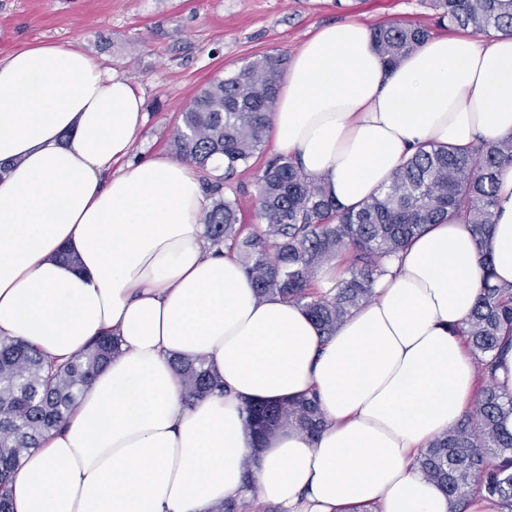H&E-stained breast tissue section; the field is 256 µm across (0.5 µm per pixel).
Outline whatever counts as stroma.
Listing matches in <instances>:
<instances>
[{"label": "stroma", "instance_id": "stroma-1", "mask_svg": "<svg viewBox=\"0 0 512 512\" xmlns=\"http://www.w3.org/2000/svg\"><path fill=\"white\" fill-rule=\"evenodd\" d=\"M358 19L370 27L440 23L432 0H0V59L53 43L83 49L142 92L146 122L134 153H171L180 110L210 80L235 74L268 53L292 58L322 26ZM272 143L225 187L241 223L257 229L253 173L275 157Z\"/></svg>", "mask_w": 512, "mask_h": 512}]
</instances>
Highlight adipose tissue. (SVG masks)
Returning <instances> with one entry per match:
<instances>
[{"label": "adipose tissue", "instance_id": "obj_1", "mask_svg": "<svg viewBox=\"0 0 512 512\" xmlns=\"http://www.w3.org/2000/svg\"><path fill=\"white\" fill-rule=\"evenodd\" d=\"M144 122L141 92L86 51L0 60V336L54 361L106 332L120 347L23 460L12 512H211L243 497L255 512H451L417 457L479 386L461 333L482 276L471 225H428L326 340L210 245L195 170L131 161ZM269 133L358 209L417 145L512 136V36L432 38L390 67L364 23L321 28L290 61ZM491 249L494 283L512 285V168ZM176 356L205 358L222 389L186 404ZM312 395L318 433L286 425L256 445L248 405Z\"/></svg>", "mask_w": 512, "mask_h": 512}]
</instances>
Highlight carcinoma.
<instances>
[{
  "instance_id": "1",
  "label": "carcinoma",
  "mask_w": 512,
  "mask_h": 512,
  "mask_svg": "<svg viewBox=\"0 0 512 512\" xmlns=\"http://www.w3.org/2000/svg\"><path fill=\"white\" fill-rule=\"evenodd\" d=\"M440 21L476 35H512V0H433ZM389 66L431 37L420 25L392 23L373 32ZM285 58L268 53L226 78L200 89L181 111L171 141L181 160L208 171L224 157V174L207 180L210 204L202 211L207 239L236 249L256 295H280L300 304L325 336L352 310L373 297L383 260L402 250L430 224L457 219L473 226L480 248L482 284L464 329L485 377L473 410L433 441L419 457L427 479L462 512L468 497L484 493L512 506V433L502 419L512 396L493 383V358L512 339V288L492 283L489 248L495 224L498 176L512 167V137L472 149L421 145L397 169L382 192L355 211H341L326 186L310 180L290 155L272 158L255 173L265 229L246 231L238 201L224 196V182L261 151L277 101ZM341 256L347 277L329 297L315 292L317 272ZM119 353L114 338L94 339L75 359L54 364L32 346L0 337V487L6 488L25 455L60 427L70 407L98 371ZM174 368L190 404L219 387L203 358L177 359ZM309 434L323 424L316 398L258 402L248 407L247 427L262 441L283 425Z\"/></svg>"
}]
</instances>
